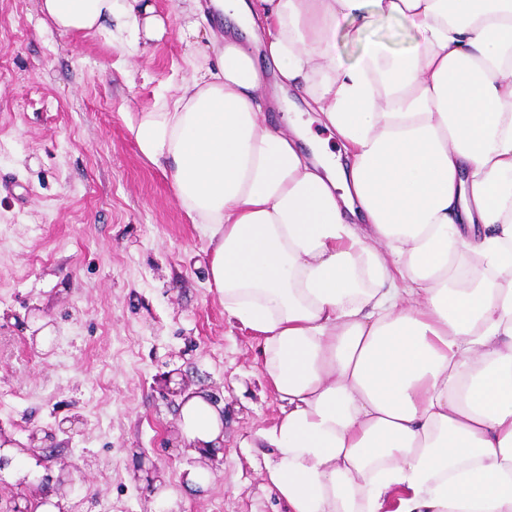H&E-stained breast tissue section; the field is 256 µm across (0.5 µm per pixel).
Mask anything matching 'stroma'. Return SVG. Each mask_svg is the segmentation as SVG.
<instances>
[{
    "instance_id": "35a3bbf8",
    "label": "stroma",
    "mask_w": 512,
    "mask_h": 512,
    "mask_svg": "<svg viewBox=\"0 0 512 512\" xmlns=\"http://www.w3.org/2000/svg\"><path fill=\"white\" fill-rule=\"evenodd\" d=\"M155 4L172 33L127 55L46 28L37 0H0V426L23 448L38 434L82 512H284L252 445L280 415L260 339L227 322L206 237L127 128L194 54L179 0ZM415 41L392 20L337 49L399 57ZM35 306L51 322L39 341ZM174 369L224 407L220 462L194 495L178 400L155 384ZM143 460L165 470L162 487L135 479Z\"/></svg>"
}]
</instances>
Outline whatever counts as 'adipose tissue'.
I'll list each match as a JSON object with an SVG mask.
<instances>
[{
    "mask_svg": "<svg viewBox=\"0 0 512 512\" xmlns=\"http://www.w3.org/2000/svg\"><path fill=\"white\" fill-rule=\"evenodd\" d=\"M38 4L127 54L169 32L149 0ZM208 9L238 34L127 127L207 237L229 322L263 338L266 485L286 512H512V0H184L180 38ZM391 19L407 54L337 53ZM258 30L272 85L239 39ZM285 87L345 161L267 123ZM179 428L193 458L224 446L204 393Z\"/></svg>",
    "mask_w": 512,
    "mask_h": 512,
    "instance_id": "ef3b65f1",
    "label": "adipose tissue"
}]
</instances>
